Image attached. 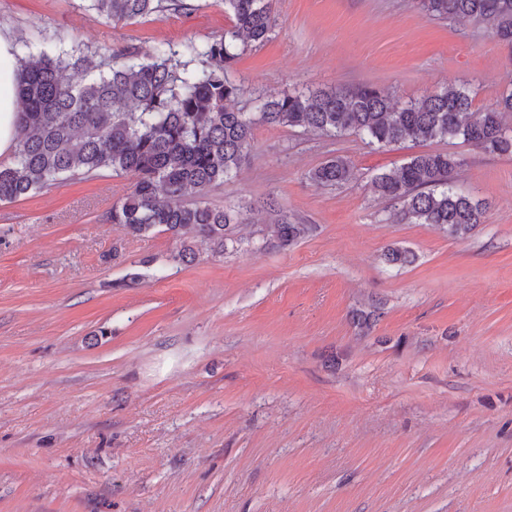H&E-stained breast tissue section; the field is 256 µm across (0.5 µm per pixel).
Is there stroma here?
I'll return each mask as SVG.
<instances>
[{
	"label": "stroma",
	"mask_w": 512,
	"mask_h": 512,
	"mask_svg": "<svg viewBox=\"0 0 512 512\" xmlns=\"http://www.w3.org/2000/svg\"><path fill=\"white\" fill-rule=\"evenodd\" d=\"M125 24L84 0H0V34L109 56L222 35L221 0ZM230 67L260 94L371 85L400 100L512 90V48L414 0H278ZM430 151L486 205L453 239L397 222L372 180ZM342 156L336 187L309 172ZM132 176L0 202V512H512V156L462 139L378 148L257 124L207 201L243 217L223 253L108 216ZM307 225L263 245L279 214ZM410 250L409 265L388 263ZM141 273L128 284L129 273Z\"/></svg>",
	"instance_id": "35a3bbf8"
}]
</instances>
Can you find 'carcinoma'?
<instances>
[{
	"label": "carcinoma",
	"mask_w": 512,
	"mask_h": 512,
	"mask_svg": "<svg viewBox=\"0 0 512 512\" xmlns=\"http://www.w3.org/2000/svg\"><path fill=\"white\" fill-rule=\"evenodd\" d=\"M88 9L115 24L166 10L185 8L183 0H87ZM275 0H224L232 19L224 35L175 48L159 45L144 58L127 47L106 62L78 47L36 50L45 40L38 29L20 37L19 121L13 160L0 165V202L47 189L60 181L104 171L135 178L133 189L112 206L111 223L132 236L154 232L183 235L174 256L193 259L196 242L224 252L230 211L202 200L211 187L240 169L251 144L254 118L235 106L241 88L227 71L238 56V42H265L275 26ZM429 17L470 19L485 24L512 46V0H417ZM80 69L85 78L73 80ZM260 119L339 136L361 135L370 145L403 140L461 138L484 152L511 155L512 91L498 108L473 110L470 91L450 85L418 99L400 101L364 85L352 90L307 91L258 100ZM462 160L446 152H425L399 170L375 177L378 194L396 207L397 219L433 224L453 238L468 236L483 223L482 204L454 188L452 173ZM351 176L349 161L332 158L309 173L317 186H339ZM188 196L195 197L182 203ZM307 232L304 224L283 217L268 227V241L294 244Z\"/></svg>",
	"instance_id": "cac0c4a2"
}]
</instances>
